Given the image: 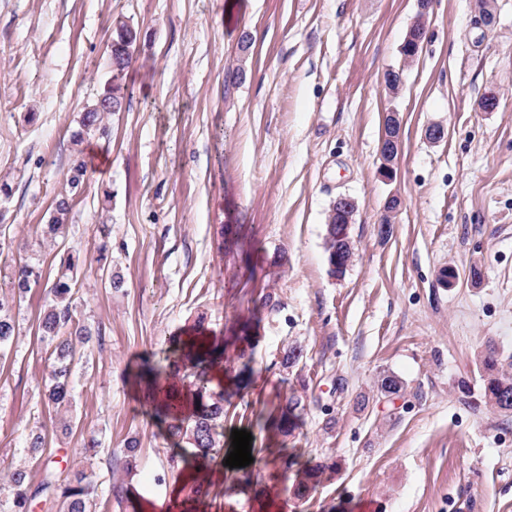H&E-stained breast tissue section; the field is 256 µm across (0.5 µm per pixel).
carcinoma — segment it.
<instances>
[{"label": "carcinoma", "mask_w": 512, "mask_h": 512, "mask_svg": "<svg viewBox=\"0 0 512 512\" xmlns=\"http://www.w3.org/2000/svg\"><path fill=\"white\" fill-rule=\"evenodd\" d=\"M113 45L123 49L126 61H131L138 43V32L129 24L119 21L115 24ZM125 67L110 69V76L103 89L96 95L91 105L82 112L79 130L72 134L75 142L90 135L105 138L110 134L109 118L114 109L112 104H120L119 81ZM70 203L66 198L56 201L49 223L42 227V242L55 247L58 240L65 237L69 228ZM107 225H97L100 242L94 261L100 263L112 251ZM350 225L347 224L342 209L334 203L329 209L325 228V249L328 265L337 267L344 273L353 260ZM87 258L78 253L60 254L57 272L52 281L44 284L49 301L40 313L38 332L51 346L48 357L49 368L44 384L42 399L45 405L59 409L72 400V374L75 366L87 355L94 343L102 341V330L92 329L85 319L79 316L74 306L78 279V269ZM41 267L23 263L18 266L8 288L10 297H0V357H4L12 344L16 332L13 314V301L24 298L32 288L41 285ZM486 369L490 371L484 379L483 399L505 415L512 414V377L507 374H491L494 367L492 356L485 357ZM224 369V341L213 340L201 335L188 336L178 341L169 351L165 364L151 366L147 371L145 384L146 402L152 413L169 422V432L175 439L186 441L194 449L197 460L196 476L191 490L195 497L205 494V476L215 467L224 466V448L220 444V429L224 423V387L214 383L215 370ZM404 382L393 374L383 376L377 384V393L383 397L399 393ZM301 405V399L292 396L284 407L274 428L288 433L292 425V411ZM327 465H318L303 473L295 486L300 498L307 497L320 483ZM8 481L12 487V497L0 501V512H30L37 499L57 507L59 512H91L93 486L87 475L80 473L67 482L55 476L51 461L42 464L39 481H33L27 466L18 464L8 467Z\"/></svg>", "instance_id": "obj_1"}]
</instances>
